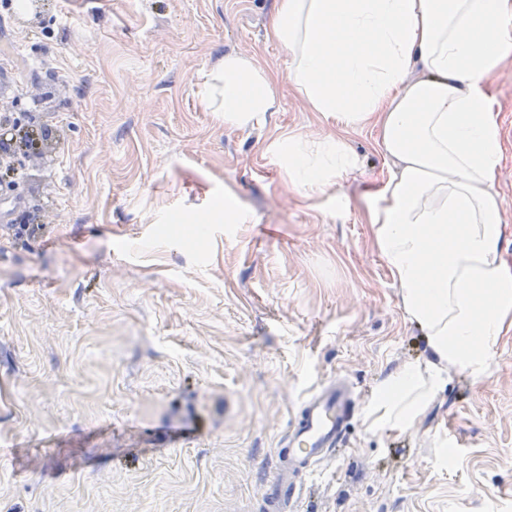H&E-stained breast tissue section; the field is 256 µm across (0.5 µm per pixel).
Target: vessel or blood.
<instances>
[{
	"label": "vessel or blood",
	"mask_w": 512,
	"mask_h": 512,
	"mask_svg": "<svg viewBox=\"0 0 512 512\" xmlns=\"http://www.w3.org/2000/svg\"><path fill=\"white\" fill-rule=\"evenodd\" d=\"M351 401V389L341 379L321 385L305 399L298 422L290 428L268 471L263 512H292L297 487L316 475L319 463L339 443Z\"/></svg>",
	"instance_id": "obj_1"
}]
</instances>
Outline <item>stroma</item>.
I'll use <instances>...</instances> for the list:
<instances>
[{"label":"stroma","mask_w":512,"mask_h":512,"mask_svg":"<svg viewBox=\"0 0 512 512\" xmlns=\"http://www.w3.org/2000/svg\"><path fill=\"white\" fill-rule=\"evenodd\" d=\"M26 2L0 11V110L51 140L0 200V512H261L303 399L336 378L346 441L299 512H512V335L408 431L370 427L381 380L429 355L362 218L377 128L305 197L274 144L335 118L284 82L250 129L205 102L225 55L287 74L275 0ZM487 87L512 263V64Z\"/></svg>","instance_id":"obj_1"}]
</instances>
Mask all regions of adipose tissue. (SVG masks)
<instances>
[{
	"label": "adipose tissue",
	"mask_w": 512,
	"mask_h": 512,
	"mask_svg": "<svg viewBox=\"0 0 512 512\" xmlns=\"http://www.w3.org/2000/svg\"><path fill=\"white\" fill-rule=\"evenodd\" d=\"M267 38L288 52L292 91L342 129L314 149L278 141L299 192L325 191L357 167L345 130L378 129L387 177L367 222L430 356L380 382L370 418L375 429L407 430L446 368L483 380L512 333L502 148L487 92L489 75L512 60V0H276ZM214 79L225 125L247 129L277 109V75L250 57L225 56Z\"/></svg>",
	"instance_id": "adipose-tissue-1"
}]
</instances>
